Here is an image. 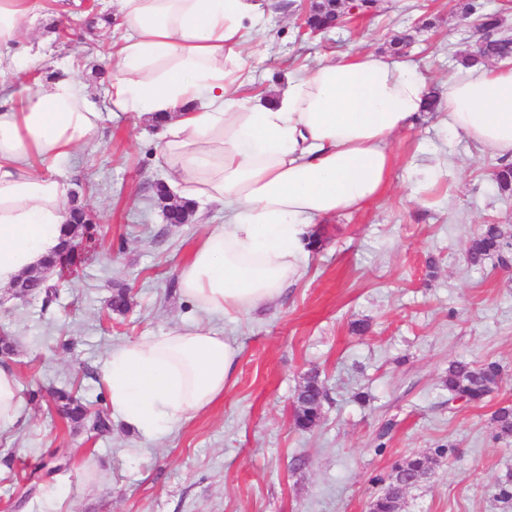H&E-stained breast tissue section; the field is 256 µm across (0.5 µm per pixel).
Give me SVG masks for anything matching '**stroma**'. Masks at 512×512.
<instances>
[{
    "label": "stroma",
    "mask_w": 512,
    "mask_h": 512,
    "mask_svg": "<svg viewBox=\"0 0 512 512\" xmlns=\"http://www.w3.org/2000/svg\"><path fill=\"white\" fill-rule=\"evenodd\" d=\"M74 0H42L57 23L24 26L32 60L10 83L19 94L69 58L91 91L114 61L106 26ZM261 30L240 46L244 92L274 93L289 74L409 36L404 62L443 93L483 37L459 20L458 0H375L363 18L329 35H302L303 0H260ZM444 111L421 114L392 141L386 192L317 225L321 244L278 300L236 320L181 297L177 276L195 244L224 222L168 224L148 204L167 180L160 129L146 116L103 113L97 138L60 164L79 205L96 217L89 260L59 294L19 299L0 288V335L14 340L0 367L19 381L23 410L0 430V512H369L395 466L433 458L400 512H512V436L492 415L512 405V264H468L480 225L512 232V192L492 178L498 156L450 133ZM128 289L131 307L108 302ZM199 324L236 341L240 355L222 398L157 438L118 420L97 434L63 419L35 390L67 386L107 409L101 368L113 345ZM497 362L501 377L479 405L448 400V367ZM325 387L322 416L294 425L310 375ZM61 465L38 478L43 462Z\"/></svg>",
    "instance_id": "35a3bbf8"
}]
</instances>
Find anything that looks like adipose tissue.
Here are the masks:
<instances>
[{"label": "adipose tissue", "instance_id": "obj_1", "mask_svg": "<svg viewBox=\"0 0 512 512\" xmlns=\"http://www.w3.org/2000/svg\"><path fill=\"white\" fill-rule=\"evenodd\" d=\"M116 37L104 96L112 113L163 114L162 153L184 200L216 203L222 227L181 267L182 295L239 317L283 293L307 264L322 220L386 190L391 141L424 109L423 76L375 50L324 59L276 94L244 99L235 60L255 0H107ZM38 0H0V287L39 268L69 217L60 161L98 129V105L71 62L16 97L7 78ZM447 127L512 161V67L449 77ZM239 348L200 325L112 348L101 375L113 417L151 438L224 394Z\"/></svg>", "mask_w": 512, "mask_h": 512}]
</instances>
